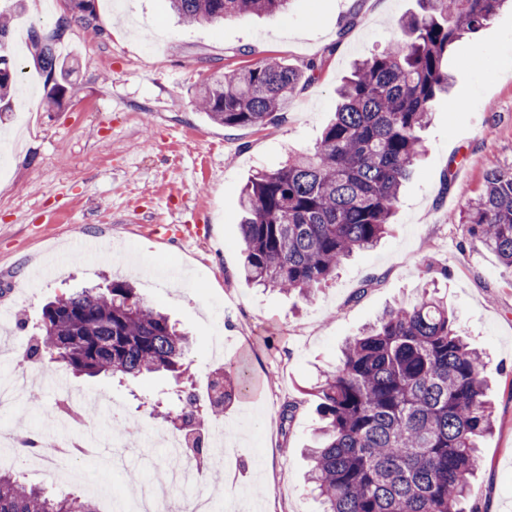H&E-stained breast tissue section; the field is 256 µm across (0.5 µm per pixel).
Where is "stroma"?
I'll use <instances>...</instances> for the list:
<instances>
[{
	"instance_id": "1",
	"label": "stroma",
	"mask_w": 512,
	"mask_h": 512,
	"mask_svg": "<svg viewBox=\"0 0 512 512\" xmlns=\"http://www.w3.org/2000/svg\"><path fill=\"white\" fill-rule=\"evenodd\" d=\"M23 0L9 39L16 83L0 108V345L23 346L43 305L85 287L129 282L189 338V385L221 368L259 383L260 414L240 437L238 460L207 493L227 501L254 480L270 488L247 512H320L306 481L319 400L311 388L336 365L342 344L382 312L414 300L438 280L465 336L487 353L494 376L495 429L481 443L483 464L470 512H512V272L466 238L456 214L483 187L486 171L512 167V9L500 10L451 52L450 94H438L422 131L426 155L400 197L391 232L356 254L310 303L249 284L240 274L239 194L259 169L313 148L355 60L382 51L400 34L417 0H297L288 15H244L187 25L168 0H94L97 33L80 22L56 42L64 87L59 105L31 50L29 31L71 15L54 0L49 16ZM273 58L322 62L278 123L227 128L199 112L194 92L225 70ZM222 329L221 357L209 354ZM58 376L46 367L34 388L39 408L20 404L0 427L58 435L48 411ZM76 392L105 399L102 436L115 417L128 465L113 469L98 451L74 459L82 484L46 482L36 456L19 460L0 447V464L63 495L94 498L113 512L108 491L133 500L152 469L165 467L152 438L171 376L136 380L101 375L69 379ZM296 404L283 422L286 404Z\"/></svg>"
}]
</instances>
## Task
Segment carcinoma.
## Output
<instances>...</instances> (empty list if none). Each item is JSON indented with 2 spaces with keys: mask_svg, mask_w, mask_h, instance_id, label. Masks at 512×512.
<instances>
[{
  "mask_svg": "<svg viewBox=\"0 0 512 512\" xmlns=\"http://www.w3.org/2000/svg\"><path fill=\"white\" fill-rule=\"evenodd\" d=\"M84 29L98 30L92 0H73ZM185 23L288 11L293 0H169ZM400 21L402 35L357 64L319 143L280 168L256 173L240 198L242 277L308 301L352 254L388 232L400 192L424 152L420 131L437 93L449 90L443 61L487 25L507 0H419ZM10 16L0 13V101L14 86L8 58ZM56 35L37 65L57 101ZM320 65L268 60L228 70L195 91L196 105L226 127L276 122ZM466 235L512 269V169L491 168L481 192L459 213ZM187 337L114 282L56 297L42 309L27 343L40 362L74 375L137 377L170 371L181 378ZM223 408L237 386L214 380ZM488 369L462 336L448 303L423 291L386 311L349 340L317 386L316 444L309 474L323 512H464L482 465L480 443L492 430ZM0 512H99L91 498H57L0 471Z\"/></svg>",
  "mask_w": 512,
  "mask_h": 512,
  "instance_id": "cac0c4a2",
  "label": "carcinoma"
}]
</instances>
